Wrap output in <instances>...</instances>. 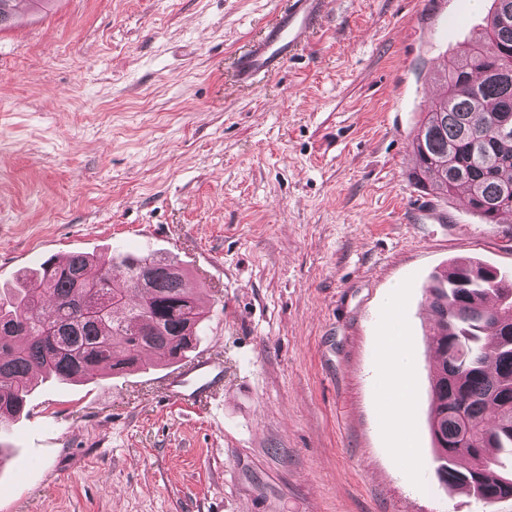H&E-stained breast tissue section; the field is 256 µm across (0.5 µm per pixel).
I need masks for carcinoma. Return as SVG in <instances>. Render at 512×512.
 <instances>
[{"instance_id":"obj_1","label":"carcinoma","mask_w":512,"mask_h":512,"mask_svg":"<svg viewBox=\"0 0 512 512\" xmlns=\"http://www.w3.org/2000/svg\"><path fill=\"white\" fill-rule=\"evenodd\" d=\"M35 3L0 0L10 22ZM442 92L414 137L413 177L439 197L462 190L487 224L512 219V0H493L483 36L437 71ZM145 291L135 286L142 276ZM38 288L0 292V424L22 412L34 373L69 383L99 371L144 366L149 351L167 365L200 339L205 313L185 288L180 263L154 253L98 261L75 251L43 262ZM102 296L89 309L88 295ZM426 302L436 317L431 343L441 356L431 382L429 426L436 474L491 505L512 498V283L470 260L433 277ZM497 422L489 427L486 413Z\"/></svg>"}]
</instances>
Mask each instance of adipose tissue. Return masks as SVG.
<instances>
[{"instance_id": "1", "label": "adipose tissue", "mask_w": 512, "mask_h": 512, "mask_svg": "<svg viewBox=\"0 0 512 512\" xmlns=\"http://www.w3.org/2000/svg\"><path fill=\"white\" fill-rule=\"evenodd\" d=\"M383 345L389 352L391 395L383 399L382 405L391 418L393 428L405 438L409 435L406 419L412 411V381L407 371L411 349L403 336L401 322H393L389 336L383 339Z\"/></svg>"}]
</instances>
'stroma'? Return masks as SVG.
Instances as JSON below:
<instances>
[{"mask_svg":"<svg viewBox=\"0 0 512 512\" xmlns=\"http://www.w3.org/2000/svg\"><path fill=\"white\" fill-rule=\"evenodd\" d=\"M283 2L55 0L0 30V289L62 251L168 255L224 363L220 413L161 366L38 380L0 426V512H482L435 473L426 287L470 258L512 275V223L412 172L432 74L492 0H328L241 83ZM395 304L414 470L378 398Z\"/></svg>","mask_w":512,"mask_h":512,"instance_id":"35a3bbf8","label":"stroma"}]
</instances>
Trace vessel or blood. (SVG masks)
Returning <instances> with one entry per match:
<instances>
[{
    "label": "vessel or blood",
    "instance_id": "b4317fda",
    "mask_svg": "<svg viewBox=\"0 0 512 512\" xmlns=\"http://www.w3.org/2000/svg\"><path fill=\"white\" fill-rule=\"evenodd\" d=\"M326 8V0H288V8L268 25L263 36L238 61L241 80L275 70L295 54L304 35L313 28ZM167 395L181 405L211 402L224 388V365L201 354L178 363L164 378Z\"/></svg>",
    "mask_w": 512,
    "mask_h": 512
}]
</instances>
